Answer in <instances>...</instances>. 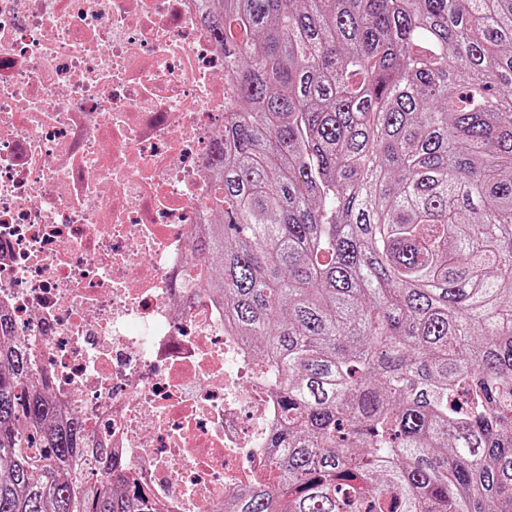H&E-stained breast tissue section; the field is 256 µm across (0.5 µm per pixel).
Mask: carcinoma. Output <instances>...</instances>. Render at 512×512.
I'll return each mask as SVG.
<instances>
[{
  "label": "carcinoma",
  "mask_w": 512,
  "mask_h": 512,
  "mask_svg": "<svg viewBox=\"0 0 512 512\" xmlns=\"http://www.w3.org/2000/svg\"><path fill=\"white\" fill-rule=\"evenodd\" d=\"M224 221L191 289L273 372L221 512H512V0H207ZM0 342V512H156Z\"/></svg>",
  "instance_id": "carcinoma-1"
}]
</instances>
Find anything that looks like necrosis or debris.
Returning a JSON list of instances; mask_svg holds the SVG:
<instances>
[{
  "instance_id": "4bbe7bcc",
  "label": "necrosis or debris",
  "mask_w": 512,
  "mask_h": 512,
  "mask_svg": "<svg viewBox=\"0 0 512 512\" xmlns=\"http://www.w3.org/2000/svg\"><path fill=\"white\" fill-rule=\"evenodd\" d=\"M200 0H0V311L89 456L158 512H219L269 466L279 420L205 291L224 57Z\"/></svg>"
}]
</instances>
